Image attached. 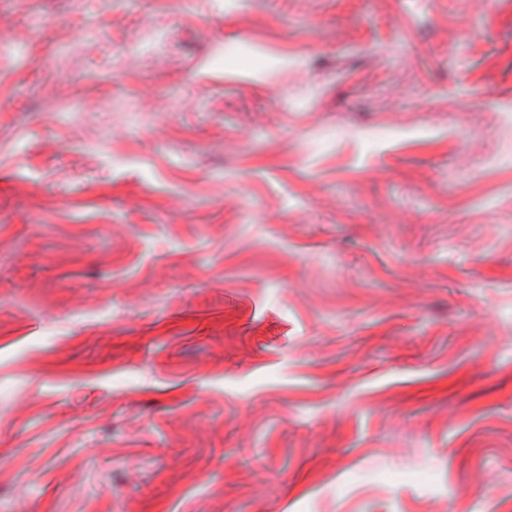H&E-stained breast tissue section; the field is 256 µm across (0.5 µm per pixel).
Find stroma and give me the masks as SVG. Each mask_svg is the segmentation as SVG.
Listing matches in <instances>:
<instances>
[{
    "label": "stroma",
    "mask_w": 512,
    "mask_h": 512,
    "mask_svg": "<svg viewBox=\"0 0 512 512\" xmlns=\"http://www.w3.org/2000/svg\"><path fill=\"white\" fill-rule=\"evenodd\" d=\"M0 512H512V0H0Z\"/></svg>",
    "instance_id": "stroma-1"
}]
</instances>
